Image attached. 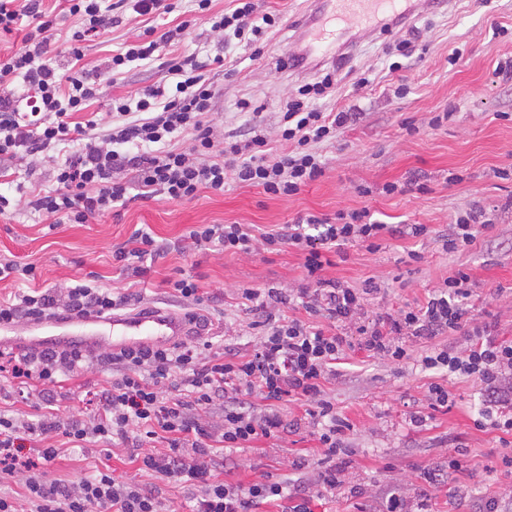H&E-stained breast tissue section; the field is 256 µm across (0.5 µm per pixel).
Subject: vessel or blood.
<instances>
[{
	"label": "vessel or blood",
	"instance_id": "vessel-or-blood-1",
	"mask_svg": "<svg viewBox=\"0 0 512 512\" xmlns=\"http://www.w3.org/2000/svg\"><path fill=\"white\" fill-rule=\"evenodd\" d=\"M417 0H312L301 20L303 54L315 63L330 61L333 51L352 48L351 31L374 34L387 23H404ZM113 350L178 341L193 327L187 316L161 309L133 310L106 318Z\"/></svg>",
	"mask_w": 512,
	"mask_h": 512
}]
</instances>
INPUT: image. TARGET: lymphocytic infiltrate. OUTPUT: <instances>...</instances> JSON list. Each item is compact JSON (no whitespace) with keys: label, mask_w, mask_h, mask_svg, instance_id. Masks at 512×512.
Instances as JSON below:
<instances>
[{"label":"lymphocytic infiltrate","mask_w":512,"mask_h":512,"mask_svg":"<svg viewBox=\"0 0 512 512\" xmlns=\"http://www.w3.org/2000/svg\"><path fill=\"white\" fill-rule=\"evenodd\" d=\"M45 0H0V35L27 26L22 44L0 57V162L40 155L53 162V184L32 192L31 213L85 224L110 215L132 198L164 196L181 203L201 190L223 192L227 182L254 186L275 196H292L324 171L319 147L335 142L354 123L352 109L325 111L320 99L335 95L337 69L319 73L286 101L280 123L267 133L249 99L236 103L249 113L244 135H226L214 122L218 91L207 76L211 67L234 75L241 63L235 48L250 61L262 58L264 41L284 29L286 14L260 12L254 0H235L234 9L211 11L212 0H193L196 14L212 33L223 36L224 55L170 61L164 76L138 93L112 99L106 119L83 123L73 117L99 97L102 82L114 83L135 63L149 64L188 36V23L165 32L147 27L113 54L104 68L82 67L87 42L117 25L118 9L162 16L174 11L170 0H66L79 29L64 41L71 60L60 68L50 54L56 20ZM189 137L192 147L174 142ZM284 153L275 154V145ZM132 170L133 180L121 173ZM422 224L401 226L373 220L368 209L335 216H307L271 232L254 234L246 224H198L184 238L192 251L221 250L253 254L295 248L304 257L310 287L286 293L268 287L246 288L241 298L258 315L263 335L249 352L226 347L218 352L203 337L110 353L112 378L96 397L100 411L92 420L63 418L47 409L36 419L0 410V512H171L152 490L117 480L96 469L67 484L46 483L44 466L60 446L91 448L122 441L134 451L141 471L166 476L192 492L190 512H257L281 501L283 512H314L316 502L335 495L345 481L338 457L350 455L349 422L337 414L326 385L335 380L346 352L359 349L390 363L412 359L414 343L457 332L469 336L463 350L438 348L419 357L425 369L477 377L484 385L476 427L491 425L512 436V340L498 338L491 323L477 322L466 307L471 277L459 271L429 292L424 303L397 313L370 314L373 281L350 288L322 275L328 254L350 243L379 250L382 235L419 236ZM125 297L85 280L65 291H18L0 299V324L41 322L66 311L74 317H107ZM87 356L78 346L40 352L0 353V373L16 397L27 386L58 384L82 368ZM301 403L302 417L287 420L282 403ZM306 433L320 450L313 487H299L260 474L247 484L232 481L235 453L283 433ZM23 486L10 494V484ZM361 512H433L428 492L406 495L393 488L369 500Z\"/></svg>","instance_id":"obj_1"}]
</instances>
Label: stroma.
Listing matches in <instances>:
<instances>
[{"label":"stroma","instance_id":"obj_1","mask_svg":"<svg viewBox=\"0 0 512 512\" xmlns=\"http://www.w3.org/2000/svg\"><path fill=\"white\" fill-rule=\"evenodd\" d=\"M139 31L136 20L113 27L87 46L83 65L102 64ZM403 34L417 38L427 51L393 73L387 70L393 61L392 37L373 34L359 39L351 66L368 71L371 86L356 92L349 81H342L338 96L323 99L321 106L334 111L353 105L362 117L336 142L323 146V174L298 194L268 195L232 182L222 193L204 190L183 203L158 196L138 199L87 224H59L26 207L27 193L49 186L51 162L37 161L32 176L20 164L13 180L22 191L12 213L0 217V258L35 264L39 288L62 289L93 275L99 286L114 293L138 295L139 307L193 312L202 323L200 335L212 337L216 347L236 343L246 352L262 331L254 327L255 315L242 305L239 293L244 288L305 287L303 257L297 250L251 255L171 250L147 261L139 277L119 270L112 259L114 250L138 228H151L159 242L171 244L196 224H249L259 234L308 214L331 216L366 208L384 223L424 224L430 232L385 237L377 251L346 247L331 254L325 277L353 288L373 280L379 292L370 308L379 313L424 302L445 278L469 271L477 281L470 299L472 314L496 321L499 336L512 339V209L506 206L512 199V179L495 175L498 169L512 168V78L498 69L499 63L512 59V0H451L445 8L427 6ZM299 36L294 26L270 37L262 61L243 62L233 76L214 73L221 89L214 114L220 130L245 132L248 115L235 106L240 98L259 108L267 130L277 128L284 101L298 85L317 75L316 69L287 68L282 63L287 43ZM453 53L458 56L454 64L448 61ZM163 74L156 64L130 69L117 83L102 86L92 111H106L112 98L136 93ZM440 112L449 113L448 122L429 128L430 118ZM406 121L416 126V133L407 134L402 127ZM452 173L458 175V182H449ZM393 182L399 192L384 193V185ZM421 183L427 184V192L418 191ZM474 208L485 211L487 226L479 229L473 246L445 252L438 232ZM414 252L419 260H411ZM182 275L197 284L201 305L173 297L168 282ZM82 331L92 355L78 376L56 384L53 391L63 417L86 420L93 414L89 393L105 386L111 375L106 355L112 345L100 340L97 326L86 325ZM342 370V377L327 389L337 412L353 426V453L345 470L355 490L323 500L324 512H359L369 495L383 494L395 485L409 490L421 487V469L446 460L456 448L467 449L479 466L458 474L453 485L436 490L435 512H454L452 494L457 487L487 498L512 491V476L500 470L499 432L474 425L482 393L477 380L447 377L454 406L446 412L428 407L425 391L435 374L420 362L393 365L354 350ZM415 411L425 416L424 426L410 425L409 416ZM131 455V449L119 441L99 448H64L46 468L44 478L74 480L107 467L120 481L152 489L164 503L185 504V489L164 476L140 471ZM318 458L314 443L286 434L238 450L234 477L246 483L266 472L279 480L308 479Z\"/></svg>","mask_w":512,"mask_h":512}]
</instances>
